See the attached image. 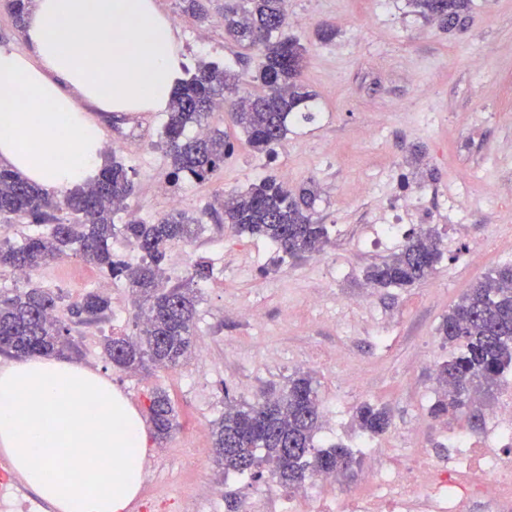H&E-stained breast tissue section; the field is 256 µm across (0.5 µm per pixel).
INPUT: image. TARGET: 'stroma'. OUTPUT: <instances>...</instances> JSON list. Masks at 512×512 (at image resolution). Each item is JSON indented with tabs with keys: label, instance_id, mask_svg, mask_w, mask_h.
<instances>
[{
	"label": "stroma",
	"instance_id": "obj_1",
	"mask_svg": "<svg viewBox=\"0 0 512 512\" xmlns=\"http://www.w3.org/2000/svg\"><path fill=\"white\" fill-rule=\"evenodd\" d=\"M155 2L192 66L256 69L258 53L224 35V0H206L203 20L184 13L180 0ZM288 11L289 34L309 51L302 81L316 96L312 119L267 156L216 111L210 127L233 141L234 153L211 181L177 184L185 210L203 224L191 243L168 249L166 273L178 285L197 263L210 267L199 284L192 356L175 368L120 371L103 342L135 330L125 282L73 254L30 276L31 284L62 295L56 310L62 319L68 302L91 291L108 296L111 309L99 321L71 326L80 364L110 379L139 413L154 390L172 399L178 428L164 443H148L145 486L136 496L141 504L168 494L194 499L201 480L219 493L215 512H244L255 496L286 495L270 478L223 473L205 428L223 414L225 394L252 403L296 372L315 380L323 411L317 445L355 447L362 433L353 415L362 403L391 412L389 430L375 439L379 455L361 454L353 476L342 478L350 492L371 467L394 456L407 462L421 448L439 462L449 456V436L485 431L468 415L437 420L429 409L439 393L435 366L448 357L439 324L467 288L512 261V194L488 192L512 182V0H472L463 25L451 31L425 21L407 0H288ZM322 25L335 29L332 41L318 40ZM476 58L477 69L470 65ZM86 111L103 127L104 163L115 160L132 171L129 209L146 222L169 212L162 193L170 172L162 149L165 113L110 119L95 106ZM270 175L292 187L316 184L317 218L329 237L322 252L292 260L268 241L208 218L219 194ZM459 187L475 205L452 219L450 195ZM410 194L419 204L406 213L398 236L374 245L378 226ZM421 226L438 231L444 252L433 275L409 288L368 283L366 269ZM315 291L321 300L313 307L308 298ZM240 304L260 311L262 323L230 315Z\"/></svg>",
	"mask_w": 512,
	"mask_h": 512
}]
</instances>
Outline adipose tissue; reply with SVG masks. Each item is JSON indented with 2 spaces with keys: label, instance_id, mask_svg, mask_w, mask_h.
Returning <instances> with one entry per match:
<instances>
[{
  "label": "adipose tissue",
  "instance_id": "adipose-tissue-1",
  "mask_svg": "<svg viewBox=\"0 0 512 512\" xmlns=\"http://www.w3.org/2000/svg\"><path fill=\"white\" fill-rule=\"evenodd\" d=\"M23 39L26 52L0 48V165L52 194L98 174L85 104L163 112L183 78L155 0H31ZM146 452L139 413L97 371L42 353L0 368V453L55 512H125Z\"/></svg>",
  "mask_w": 512,
  "mask_h": 512
}]
</instances>
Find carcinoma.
Listing matches in <instances>:
<instances>
[{"mask_svg": "<svg viewBox=\"0 0 512 512\" xmlns=\"http://www.w3.org/2000/svg\"><path fill=\"white\" fill-rule=\"evenodd\" d=\"M423 18L445 29L461 23L471 0H409ZM287 0H224V31L243 49L258 48L262 61L254 73H234L210 62L183 80L173 92L164 125V147L171 159L173 180L205 181L224 167L234 143L218 131L188 136L187 128L206 126L222 103L233 123L257 152L270 155L287 137L296 119L308 120L311 94L301 81L307 48L289 36ZM244 84L263 89L257 95H239ZM133 193V181L120 162L104 167L91 184L60 196L42 191L19 173L0 166V221L25 219L45 224L48 231L30 235L18 246L0 243V271H31L73 250L114 279L123 280L139 308L134 336H113L105 353L121 371L134 372L148 365L174 368L191 353L199 291L187 285L167 286L160 267L166 249L187 243L201 221L185 210L172 211L146 224H117L119 204ZM317 191L292 189L265 177L245 191L225 193L212 217L237 232L258 235L292 259L321 252L328 242L326 225L317 223ZM67 210L77 219L62 221L56 213ZM130 240L142 253L130 264L114 258L110 240ZM442 258L439 237L431 229L412 233L398 252L370 266L367 280L377 286L408 288L434 273ZM61 295L48 288L28 287L0 295V351L13 356L52 353L79 355L71 328L55 315ZM110 308L107 298L89 292L69 305L71 317L87 324ZM442 343L455 347L437 366L442 389L430 408L437 419L463 409L473 421L483 415V398L512 368V262L497 266L484 280L468 288L448 311L437 329ZM224 415L211 424L210 435L219 465L226 471L269 469L282 486L297 487L318 472L346 474L358 464L352 450L314 444L322 411L313 378L296 373L278 393L255 403L237 402L224 391ZM154 438L166 441L177 426L169 395L154 391L147 407ZM359 430L369 436L390 426L389 412L364 403L356 408Z\"/></svg>", "mask_w": 512, "mask_h": 512, "instance_id": "obj_1", "label": "carcinoma"}]
</instances>
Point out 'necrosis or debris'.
Here are the masks:
<instances>
[{"mask_svg":"<svg viewBox=\"0 0 512 512\" xmlns=\"http://www.w3.org/2000/svg\"><path fill=\"white\" fill-rule=\"evenodd\" d=\"M451 442L448 464L392 462L367 473L365 492L328 504L257 499L247 512H463L472 503L498 506L512 498V404L490 414L482 436L455 435Z\"/></svg>","mask_w":512,"mask_h":512,"instance_id":"4bbe7bcc","label":"necrosis or debris"}]
</instances>
